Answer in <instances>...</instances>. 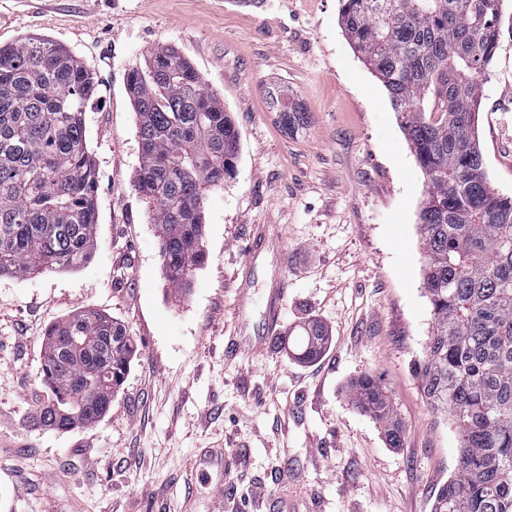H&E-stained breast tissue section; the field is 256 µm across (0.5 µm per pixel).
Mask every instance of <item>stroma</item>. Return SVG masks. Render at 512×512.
<instances>
[{"instance_id":"1","label":"stroma","mask_w":512,"mask_h":512,"mask_svg":"<svg viewBox=\"0 0 512 512\" xmlns=\"http://www.w3.org/2000/svg\"><path fill=\"white\" fill-rule=\"evenodd\" d=\"M483 85L478 139L488 180L512 197V0ZM341 0H0V46L45 38L98 83L85 114L97 172L96 242L71 271L0 276V512H431L456 471L458 438L426 404L415 365L432 327L418 212L426 185L382 83L353 51ZM172 46L232 112L236 173L208 192L204 256L189 290L168 288L153 212L133 187L140 151L127 92ZM281 87L306 112L282 126ZM268 241L251 243L258 231ZM280 332L260 335L279 281ZM109 314L137 356L109 411L59 431L43 344L57 321ZM319 322L315 360L291 333ZM374 374L404 424L402 447L350 402ZM263 486V500L245 501Z\"/></svg>"}]
</instances>
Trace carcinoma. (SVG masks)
<instances>
[{"label": "carcinoma", "mask_w": 512, "mask_h": 512, "mask_svg": "<svg viewBox=\"0 0 512 512\" xmlns=\"http://www.w3.org/2000/svg\"><path fill=\"white\" fill-rule=\"evenodd\" d=\"M503 0H343L341 28L387 89L426 180L418 215L423 286L433 326L416 365L427 404L459 439L457 472L433 512H512V198L488 182L477 134L483 81L495 55ZM93 75L44 38L0 46V276L72 270L96 236L97 177L85 143ZM141 144L135 190L153 211L168 287L183 291L203 259L207 192L237 163L239 132L218 95L171 46L131 74ZM289 129L295 101L270 95ZM83 346L70 351L64 343ZM316 321L290 340L310 360L325 347ZM136 355L126 329L96 311L48 331L41 372L53 397L37 420L60 431L103 416ZM350 401L380 423L392 448L404 426L371 376Z\"/></svg>", "instance_id": "cac0c4a2"}]
</instances>
